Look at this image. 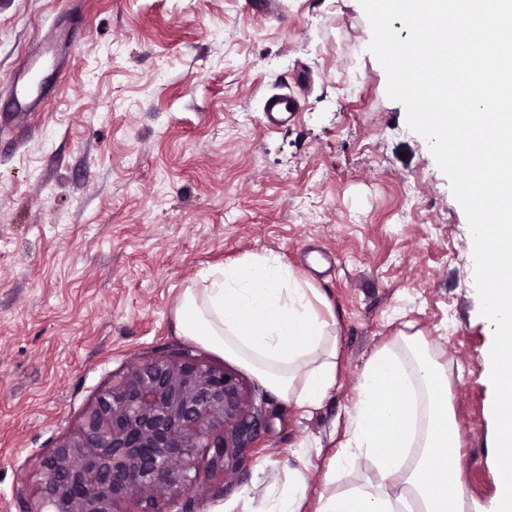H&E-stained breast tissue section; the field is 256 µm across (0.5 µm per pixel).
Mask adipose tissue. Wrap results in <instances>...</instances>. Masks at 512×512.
<instances>
[{"instance_id":"adipose-tissue-1","label":"adipose tissue","mask_w":512,"mask_h":512,"mask_svg":"<svg viewBox=\"0 0 512 512\" xmlns=\"http://www.w3.org/2000/svg\"><path fill=\"white\" fill-rule=\"evenodd\" d=\"M309 281L272 253L202 271L175 311L179 333L233 359L270 391L304 412L319 408L336 382L337 321ZM422 409L429 455L453 454L448 377L420 344L404 354L384 349L368 363L349 416V439L333 459L344 469L364 458L375 476L346 495L320 501L316 512H402L396 475L410 441L408 420ZM411 487L421 512H462L463 491L447 465ZM263 512H303L307 485L293 472L278 492L263 490Z\"/></svg>"}]
</instances>
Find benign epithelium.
<instances>
[{"label":"benign epithelium","instance_id":"obj_1","mask_svg":"<svg viewBox=\"0 0 512 512\" xmlns=\"http://www.w3.org/2000/svg\"><path fill=\"white\" fill-rule=\"evenodd\" d=\"M263 420L237 374L190 350L112 378L76 433L40 463L29 512H171L239 464Z\"/></svg>","mask_w":512,"mask_h":512}]
</instances>
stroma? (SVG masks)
<instances>
[{"label":"stroma","mask_w":512,"mask_h":512,"mask_svg":"<svg viewBox=\"0 0 512 512\" xmlns=\"http://www.w3.org/2000/svg\"><path fill=\"white\" fill-rule=\"evenodd\" d=\"M266 2L0 0V512H26L114 375L187 347L264 402L254 450L191 512H261L255 483L294 469L314 512L374 477L332 459L369 361L415 339L447 370L464 512H495L494 327L466 214L388 97L359 0ZM286 92L302 110L268 128ZM266 252L338 322L336 383L309 415L175 331L202 269ZM300 101L293 94H276L265 102L263 112L267 119V127L274 129L288 125L298 112H300Z\"/></svg>","instance_id":"stroma-1"}]
</instances>
